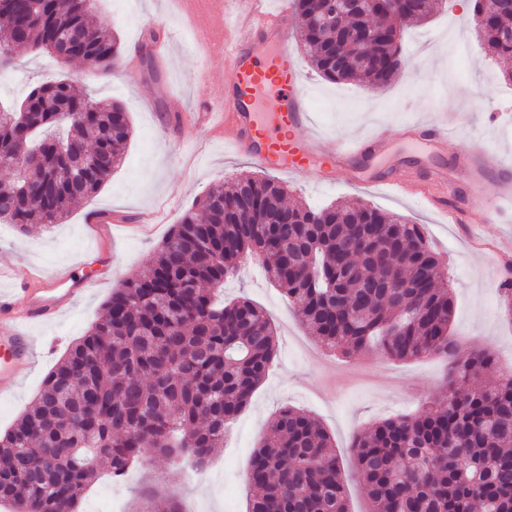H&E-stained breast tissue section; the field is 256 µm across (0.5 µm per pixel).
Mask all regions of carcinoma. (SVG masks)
<instances>
[{
    "instance_id": "1",
    "label": "carcinoma",
    "mask_w": 512,
    "mask_h": 512,
    "mask_svg": "<svg viewBox=\"0 0 512 512\" xmlns=\"http://www.w3.org/2000/svg\"><path fill=\"white\" fill-rule=\"evenodd\" d=\"M0 0V45L25 43L99 76L121 49L89 14L95 0ZM327 0H293L298 42L332 82L382 87L405 60L392 39L344 49L334 28L309 16ZM439 8L414 0L404 17L373 7L389 32ZM493 15L485 53L512 58V0H474ZM132 128L123 105L94 101L68 79L47 76L20 104L0 107V167L22 168V188L0 184L5 218L21 232L58 224L69 205L102 189L122 163ZM271 177H242L193 201L158 245L152 267L125 281L92 330L68 349L30 408L0 436V503L12 512H77L109 463L123 476L153 455L188 454L202 464L268 376L277 353L267 312L241 297L216 299L224 281L258 258L320 346L389 360L437 356L447 374L439 408L387 418L351 444L353 477L370 512H512V374L496 375L488 352H465L450 333L446 268L422 231L363 201L316 209L285 202ZM479 374L483 386L472 385ZM248 512H349L348 475L332 438L291 406L267 422L246 475Z\"/></svg>"
}]
</instances>
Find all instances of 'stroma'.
Masks as SVG:
<instances>
[{
    "label": "stroma",
    "mask_w": 512,
    "mask_h": 512,
    "mask_svg": "<svg viewBox=\"0 0 512 512\" xmlns=\"http://www.w3.org/2000/svg\"><path fill=\"white\" fill-rule=\"evenodd\" d=\"M160 19L168 20L174 37L165 56L154 59L148 69L138 47ZM92 20L107 24L123 50L122 65L109 76L89 73L81 61L64 64L25 48L15 51L14 69L0 76L1 102L20 101L43 76L61 74L96 99L122 103L132 126L122 166L97 195L74 202L69 216L53 227L0 232V266L28 263L40 272L69 266L76 276L105 281L59 322L31 327V336L46 354L23 378L16 395L0 401V434L28 409L44 378L68 346L97 321L113 291L149 268L157 245L196 197L243 174H266L205 128L184 139L169 131L170 96H182L191 108L217 99V87L230 76L224 64L199 50L210 29L223 27V18H213L209 29H196L180 16L177 0H97ZM402 49L406 67L398 81L374 89L326 81L310 66L299 43H292L290 51L310 83L311 110L324 154L334 153L338 142L382 127L401 138L402 126L427 112L455 128L441 164L453 167L458 154L477 145L512 164V82L503 77L512 70V59L482 53L457 0H447L432 18L405 30ZM279 179L291 198L314 208L359 199L423 225L448 269L454 300L451 327L462 348L488 351L496 373H512V318L505 313L499 291L500 269L512 257V204L504 205L495 224L483 223L481 212L474 209L450 223L418 197L363 189L343 171L325 176L283 173ZM91 212L121 215L131 224L151 214L155 221L146 232H125L113 239L112 264L106 269L87 255L85 217ZM239 297L266 309L276 328L278 350L269 375L231 425L223 447L208 456L205 476L195 478L187 461L157 456L130 469L121 480L104 477L81 499L78 512H113L116 502L128 507L149 487L158 491L157 512H165L171 503L182 512H247L249 463L267 421L281 407L315 416L348 468L356 435L382 419L437 406L445 372L438 357L394 362L374 352L348 357L325 353L296 319L283 292L265 279L253 260L224 284L225 300Z\"/></svg>",
    "instance_id": "stroma-1"
}]
</instances>
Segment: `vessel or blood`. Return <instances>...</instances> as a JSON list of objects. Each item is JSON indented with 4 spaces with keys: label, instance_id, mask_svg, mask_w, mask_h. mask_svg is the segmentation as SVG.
I'll use <instances>...</instances> for the list:
<instances>
[{
    "label": "vessel or blood",
    "instance_id": "vessel-or-blood-1",
    "mask_svg": "<svg viewBox=\"0 0 512 512\" xmlns=\"http://www.w3.org/2000/svg\"><path fill=\"white\" fill-rule=\"evenodd\" d=\"M265 2L182 0L185 12L202 27L214 16L231 15V24L212 31L204 46L206 53L223 56L231 75L220 87L221 106L203 101L195 111L188 112L181 99L174 96L170 107L179 137L204 127L212 136L229 137L232 148L254 164L293 174L321 162L323 152L313 127L308 91L287 49L296 21L286 0H281L273 12L266 9ZM406 134L418 155L448 143L447 124L427 117L410 124ZM369 159L393 162L386 133L340 143L335 151L337 165L345 169H358ZM456 169L472 187V204L484 205L478 186L490 170L499 174V197H512V166L473 150L458 156ZM370 183L420 196L435 207L440 206L449 189L448 174L443 169L434 170L427 180L416 183L384 174L371 177ZM87 230L96 243L92 257L107 260L115 225L104 218L88 225ZM0 281L10 284L7 292L0 293V399H7L36 360L30 327L61 320L96 283L76 278L69 270L44 275L17 265L0 267Z\"/></svg>",
    "mask_w": 512,
    "mask_h": 512
}]
</instances>
